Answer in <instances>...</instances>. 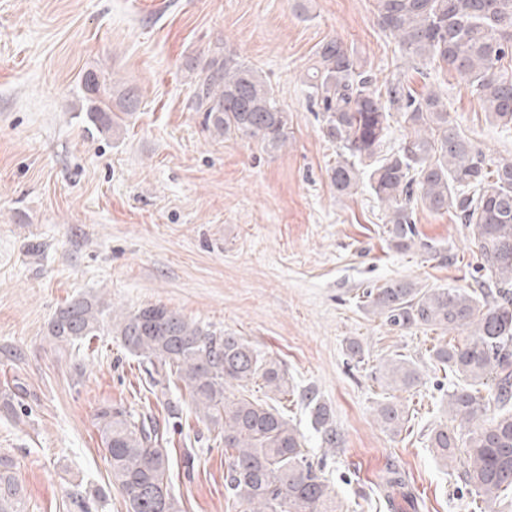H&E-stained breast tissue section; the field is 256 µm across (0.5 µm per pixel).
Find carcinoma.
Listing matches in <instances>:
<instances>
[{
	"mask_svg": "<svg viewBox=\"0 0 512 512\" xmlns=\"http://www.w3.org/2000/svg\"><path fill=\"white\" fill-rule=\"evenodd\" d=\"M380 28L412 59L433 63L466 79L488 120L512 131V0H375ZM95 90L82 87L86 118L100 134L112 133L120 114L140 103L138 88L112 93L102 71ZM309 99L322 114L323 133L340 153L331 167L336 191L349 195L368 178L387 208L386 233L399 251L416 245L412 204L453 212L478 248V270L492 288L488 298L460 288H422L390 280L366 292L373 313L402 329L467 333L462 343L431 350L430 360L454 374L448 392L453 426L440 424L428 437L435 462L462 466V478L488 505L512 491V159L489 158L448 120V98L439 90L417 93L397 75L377 86L360 70L353 50L338 39L322 42L307 69ZM192 107L206 114L220 137L258 139L277 150L288 140V113L262 75L233 54L216 53L197 69ZM406 131L387 153L391 118ZM107 332L132 354L188 391L196 412L224 443L227 495L245 512H342L325 477L302 448V435L275 403L295 394L279 362L246 339L187 320L162 304L112 315L97 296H77L60 307L47 327L58 349L78 351ZM375 379L407 390L420 372L405 356L376 368ZM261 384L271 401L249 395ZM324 448L340 437L330 409L317 394L300 395ZM377 421L400 434L408 415L398 401L377 405ZM112 485L127 512H183L168 487L169 455L152 419L105 403L96 413ZM466 439H461V430ZM0 512H24L23 489L13 459L0 454Z\"/></svg>",
	"mask_w": 512,
	"mask_h": 512,
	"instance_id": "cac0c4a2",
	"label": "carcinoma"
}]
</instances>
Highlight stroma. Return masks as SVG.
Here are the masks:
<instances>
[{
	"label": "stroma",
	"mask_w": 512,
	"mask_h": 512,
	"mask_svg": "<svg viewBox=\"0 0 512 512\" xmlns=\"http://www.w3.org/2000/svg\"><path fill=\"white\" fill-rule=\"evenodd\" d=\"M334 37L378 82L402 72L417 91L447 93L450 120L487 155L512 158V133L487 120L464 79L400 54L375 0H0V391L28 390L16 414L0 412V452L16 464L24 512H126L95 426L105 403L160 421L177 404L167 448L184 512L245 509L224 490V445L186 390L153 380L116 336L92 338L75 359L49 340L55 311L81 295L125 312L162 304L236 333L277 360L296 392L314 390L341 447H321L306 403L283 411L346 512H387L378 482L391 462L415 512H512L507 499L481 502L427 446L455 381L429 359L441 333L388 325L363 304L389 280L469 291L481 278L452 213L415 207L418 244L400 252L366 186L337 194L338 148L303 82ZM218 46L274 89L289 118L281 149L214 136L193 110L194 67ZM95 69L140 92L113 135L90 134L84 120L82 78ZM351 339L364 363L349 360ZM397 354L421 377L394 393L371 373ZM392 398L408 414L397 435L374 412Z\"/></svg>",
	"instance_id": "35a3bbf8"
}]
</instances>
